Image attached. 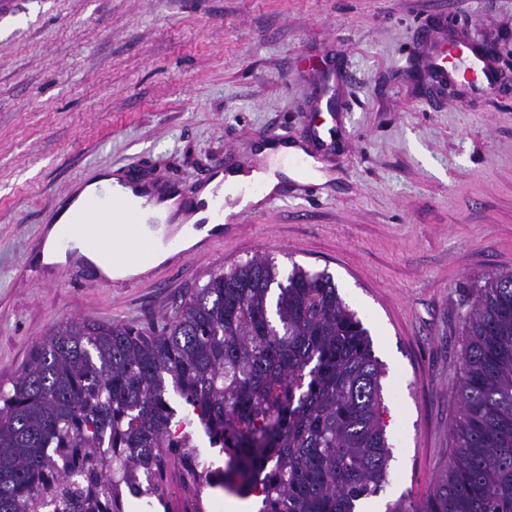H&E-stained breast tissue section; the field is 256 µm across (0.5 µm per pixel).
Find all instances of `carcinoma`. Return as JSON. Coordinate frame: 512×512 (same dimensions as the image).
I'll use <instances>...</instances> for the list:
<instances>
[{
    "label": "carcinoma",
    "instance_id": "1",
    "mask_svg": "<svg viewBox=\"0 0 512 512\" xmlns=\"http://www.w3.org/2000/svg\"><path fill=\"white\" fill-rule=\"evenodd\" d=\"M462 331L452 452L425 497L386 512H512V270L476 286ZM383 375L333 277L283 278L268 254L211 274L158 331L59 324L0 393V512H126L195 462L175 423L203 430L222 487L258 512H356L387 484Z\"/></svg>",
    "mask_w": 512,
    "mask_h": 512
}]
</instances>
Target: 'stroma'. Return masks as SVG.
Masks as SVG:
<instances>
[{
  "mask_svg": "<svg viewBox=\"0 0 512 512\" xmlns=\"http://www.w3.org/2000/svg\"><path fill=\"white\" fill-rule=\"evenodd\" d=\"M0 10V387L57 323L161 329L220 266L264 252L329 273L384 364L392 448L375 501L423 498L451 452L462 316L512 270V0H12ZM493 54L495 97L430 86L436 25ZM319 130L326 182L146 285L27 256L101 165L165 183Z\"/></svg>",
  "mask_w": 512,
  "mask_h": 512,
  "instance_id": "35a3bbf8",
  "label": "stroma"
}]
</instances>
